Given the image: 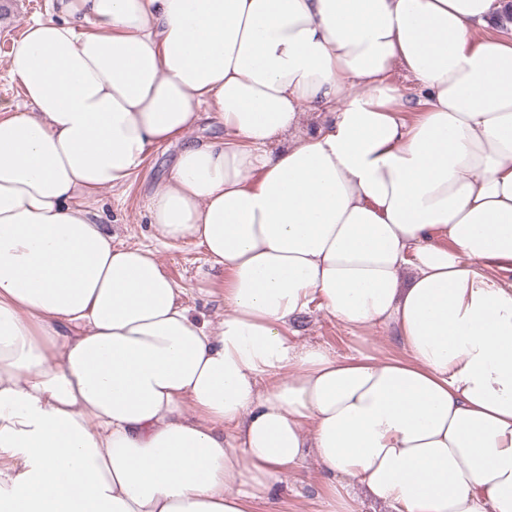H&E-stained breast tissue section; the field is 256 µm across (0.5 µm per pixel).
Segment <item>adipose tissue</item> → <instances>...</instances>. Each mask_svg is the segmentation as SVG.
Returning <instances> with one entry per match:
<instances>
[{
	"instance_id": "obj_1",
	"label": "adipose tissue",
	"mask_w": 512,
	"mask_h": 512,
	"mask_svg": "<svg viewBox=\"0 0 512 512\" xmlns=\"http://www.w3.org/2000/svg\"><path fill=\"white\" fill-rule=\"evenodd\" d=\"M52 2L0 113V512H255L310 455L325 512H512L508 0ZM178 140L145 213L213 326L90 205ZM313 304L401 355L295 341Z\"/></svg>"
}]
</instances>
